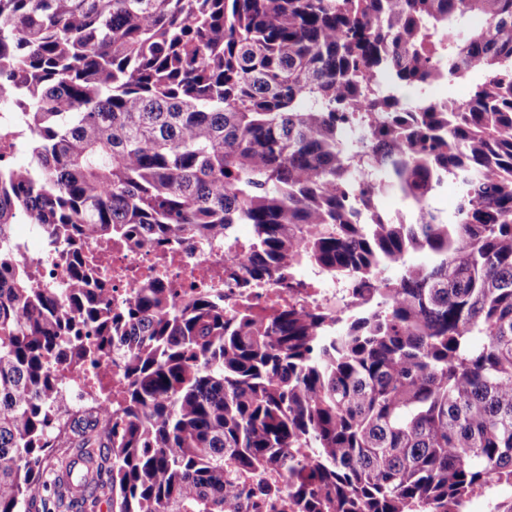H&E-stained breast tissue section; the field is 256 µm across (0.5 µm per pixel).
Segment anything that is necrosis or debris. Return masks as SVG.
Listing matches in <instances>:
<instances>
[{
	"label": "necrosis or debris",
	"mask_w": 512,
	"mask_h": 512,
	"mask_svg": "<svg viewBox=\"0 0 512 512\" xmlns=\"http://www.w3.org/2000/svg\"><path fill=\"white\" fill-rule=\"evenodd\" d=\"M105 266L112 278V295L117 299L130 297L136 287L159 277L181 295L200 284L215 286L223 292L224 308L228 311L243 302L257 308L289 302L301 309L322 311L327 309L328 299L336 294L335 289L320 285L315 273L310 275L311 286L306 290L288 291L273 280L241 287L239 280L245 277L249 260L237 234L213 245L193 240L179 242L168 260L156 248L130 243L112 250ZM59 373L63 389L73 404L94 412L103 404L101 392L120 381V371L114 366L106 370L63 367Z\"/></svg>",
	"instance_id": "necrosis-or-debris-1"
}]
</instances>
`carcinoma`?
<instances>
[{
    "label": "carcinoma",
    "instance_id": "carcinoma-1",
    "mask_svg": "<svg viewBox=\"0 0 512 512\" xmlns=\"http://www.w3.org/2000/svg\"><path fill=\"white\" fill-rule=\"evenodd\" d=\"M469 74L462 101L400 95ZM1 94L31 162L0 164V512L96 506L70 458L42 466L73 430L112 512H512V0H0ZM235 224L250 277L309 265L364 312L227 314L159 279L113 305L112 243ZM56 358L118 364L107 415L68 406ZM14 243L19 246L26 258L39 266L40 275L45 282L62 286L66 281V269L64 266L47 262L44 253H31L25 241L13 235Z\"/></svg>",
    "mask_w": 512,
    "mask_h": 512
}]
</instances>
